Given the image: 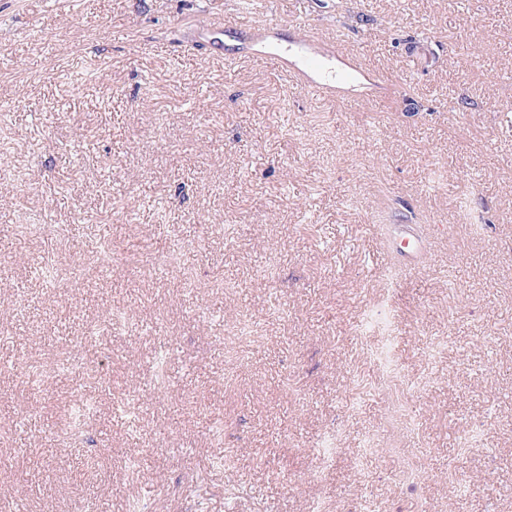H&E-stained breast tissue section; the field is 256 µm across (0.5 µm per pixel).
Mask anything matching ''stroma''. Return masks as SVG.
<instances>
[{
  "label": "stroma",
  "mask_w": 512,
  "mask_h": 512,
  "mask_svg": "<svg viewBox=\"0 0 512 512\" xmlns=\"http://www.w3.org/2000/svg\"><path fill=\"white\" fill-rule=\"evenodd\" d=\"M217 19L228 51L241 24L338 37L390 89L335 104L291 87L214 54ZM9 109L0 500L512 512V0H0ZM399 224L441 226L424 266L391 250ZM174 244L191 280L165 261ZM48 262L81 277L49 287ZM377 312L396 320L402 381L372 358ZM244 317L260 341L227 357ZM64 350L81 366L33 387ZM79 399L96 412L73 448L62 431ZM393 400L415 433L387 420ZM335 431L342 451L321 462ZM373 436L394 454L366 455ZM406 448L424 451L413 488L394 484Z\"/></svg>",
  "instance_id": "1"
}]
</instances>
